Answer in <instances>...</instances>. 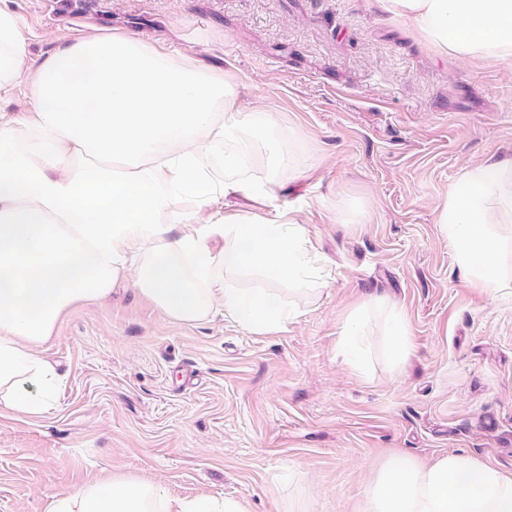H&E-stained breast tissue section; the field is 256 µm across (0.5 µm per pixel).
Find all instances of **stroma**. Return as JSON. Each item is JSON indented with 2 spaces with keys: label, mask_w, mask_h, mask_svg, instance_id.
Segmentation results:
<instances>
[{
  "label": "stroma",
  "mask_w": 512,
  "mask_h": 512,
  "mask_svg": "<svg viewBox=\"0 0 512 512\" xmlns=\"http://www.w3.org/2000/svg\"><path fill=\"white\" fill-rule=\"evenodd\" d=\"M30 65L89 34L126 33L231 76L294 129L287 181L330 286L293 291L285 329L167 319L130 285L73 308L44 347L52 407L0 410V512L112 475L246 512H363L374 464L464 450L512 470V295L472 286L436 222L463 171L512 156V62L432 55L372 0H10ZM384 297L406 316L400 365L344 318Z\"/></svg>",
  "instance_id": "obj_1"
}]
</instances>
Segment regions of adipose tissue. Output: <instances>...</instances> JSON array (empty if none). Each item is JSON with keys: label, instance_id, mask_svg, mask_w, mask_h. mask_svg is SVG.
I'll use <instances>...</instances> for the list:
<instances>
[{"label": "adipose tissue", "instance_id": "1", "mask_svg": "<svg viewBox=\"0 0 512 512\" xmlns=\"http://www.w3.org/2000/svg\"><path fill=\"white\" fill-rule=\"evenodd\" d=\"M433 52L479 63L512 60V0H376ZM27 31L0 0V97L20 80L28 105L0 113V408L47 412L57 374L42 355L60 317L128 282L169 319L223 317L247 332L295 314L290 285L328 286L304 230L274 209L299 168L273 113L241 105L227 75L128 34L58 46L37 67ZM255 212H225L227 198ZM470 283L512 289V157L466 168L437 210ZM260 287H250V280ZM383 316L393 363L411 349L409 324L386 299H368L341 329L346 363L363 371L367 314ZM48 512H244L212 496L178 497L128 476L53 497ZM364 512H512V471L465 451L423 462L386 456Z\"/></svg>", "mask_w": 512, "mask_h": 512}]
</instances>
